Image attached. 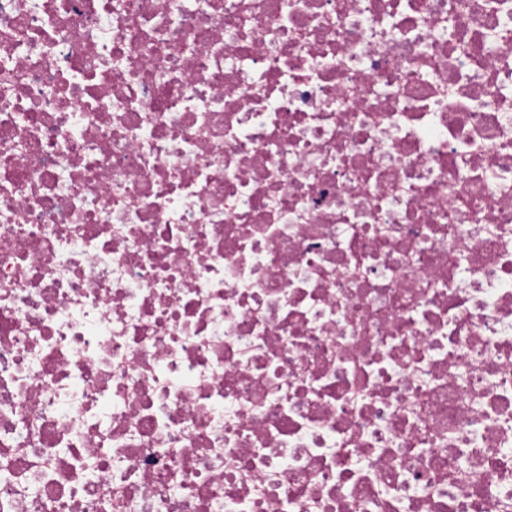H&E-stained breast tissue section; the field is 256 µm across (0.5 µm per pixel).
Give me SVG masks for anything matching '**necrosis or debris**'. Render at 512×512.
Instances as JSON below:
<instances>
[{"label":"necrosis or debris","mask_w":512,"mask_h":512,"mask_svg":"<svg viewBox=\"0 0 512 512\" xmlns=\"http://www.w3.org/2000/svg\"><path fill=\"white\" fill-rule=\"evenodd\" d=\"M0 512H512V0H0Z\"/></svg>","instance_id":"4bbe7bcc"}]
</instances>
